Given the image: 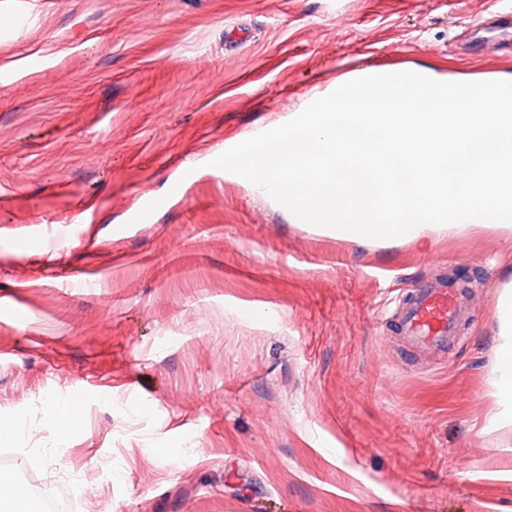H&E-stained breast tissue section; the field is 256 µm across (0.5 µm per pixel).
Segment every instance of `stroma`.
<instances>
[{
    "label": "stroma",
    "mask_w": 512,
    "mask_h": 512,
    "mask_svg": "<svg viewBox=\"0 0 512 512\" xmlns=\"http://www.w3.org/2000/svg\"><path fill=\"white\" fill-rule=\"evenodd\" d=\"M0 17V451L77 475L75 512H512L491 385L512 238L362 248L211 165L355 68L511 73L512 0H0ZM443 273L472 284L458 339L411 354L396 305ZM65 399L62 435L44 417Z\"/></svg>",
    "instance_id": "1"
}]
</instances>
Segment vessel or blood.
Masks as SVG:
<instances>
[{"mask_svg":"<svg viewBox=\"0 0 512 512\" xmlns=\"http://www.w3.org/2000/svg\"><path fill=\"white\" fill-rule=\"evenodd\" d=\"M463 291L453 280L439 278L419 285L399 304L397 329L412 347L441 351L456 338L458 308Z\"/></svg>","mask_w":512,"mask_h":512,"instance_id":"obj_1","label":"vessel or blood"}]
</instances>
